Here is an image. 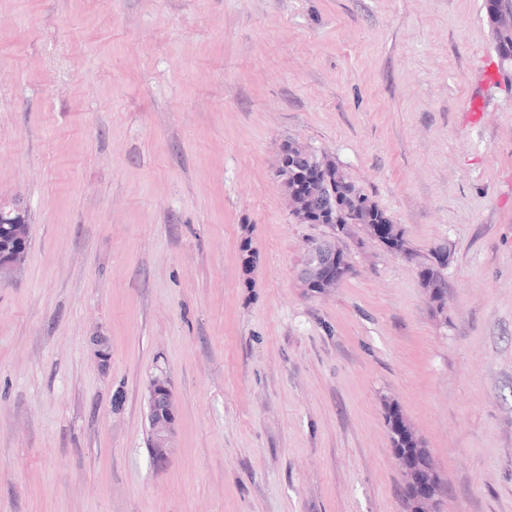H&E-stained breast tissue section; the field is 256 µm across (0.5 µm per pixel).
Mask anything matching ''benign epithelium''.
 <instances>
[{
    "mask_svg": "<svg viewBox=\"0 0 512 512\" xmlns=\"http://www.w3.org/2000/svg\"><path fill=\"white\" fill-rule=\"evenodd\" d=\"M0 222L6 224L7 236L18 246L0 255V284L10 281L19 270L27 255L25 242L26 212L19 197L6 199L0 196ZM150 450L153 462L166 465L172 455V441L177 432L179 411L170 382L165 373L153 376L148 384L147 413ZM441 481L433 458L408 471L402 492L411 512H426L440 490Z\"/></svg>",
    "mask_w": 512,
    "mask_h": 512,
    "instance_id": "1",
    "label": "benign epithelium"
}]
</instances>
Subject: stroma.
<instances>
[{"mask_svg":"<svg viewBox=\"0 0 512 512\" xmlns=\"http://www.w3.org/2000/svg\"><path fill=\"white\" fill-rule=\"evenodd\" d=\"M496 64L485 0H0V194L30 216L0 285V512H409L389 402L442 477L430 512H512ZM291 141L411 258L356 227L352 273L306 288L332 230L287 205ZM439 247L441 311L419 276ZM160 369L179 409L161 468ZM150 450L157 466L166 465L172 455V441L177 432L179 411L166 374L153 376L148 384L147 413Z\"/></svg>","mask_w":512,"mask_h":512,"instance_id":"35a3bbf8","label":"stroma"}]
</instances>
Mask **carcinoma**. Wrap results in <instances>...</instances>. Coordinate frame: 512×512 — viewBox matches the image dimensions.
Instances as JSON below:
<instances>
[{
	"label": "carcinoma",
	"mask_w": 512,
	"mask_h": 512,
	"mask_svg": "<svg viewBox=\"0 0 512 512\" xmlns=\"http://www.w3.org/2000/svg\"><path fill=\"white\" fill-rule=\"evenodd\" d=\"M488 18L494 29V48L499 62V71H512V23L504 25L503 15L512 19V0H485ZM286 167L280 172L286 192L296 196L308 223L326 224L333 230L329 239L317 241L313 246L329 247L336 253L335 263L322 275L309 264L303 270L302 282L313 291H324L334 287L352 271L345 251L336 243L341 235L350 234L354 226L363 227L371 236L379 235L382 243L394 254L406 258L412 256L404 232L399 225L381 210L359 187L348 179L336 162L325 155L296 143L283 149ZM435 263L420 267L419 275L431 301L439 310L446 305L443 269L446 260L434 256ZM386 426L394 453L406 466L417 455L422 441L410 427L399 428L404 417L395 404H389L385 413Z\"/></svg>",
	"instance_id": "obj_1"
}]
</instances>
